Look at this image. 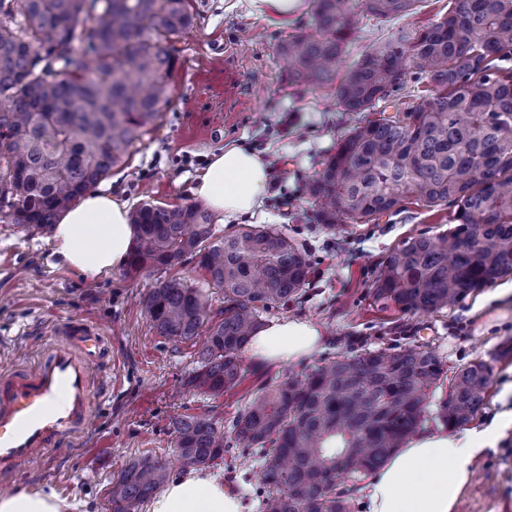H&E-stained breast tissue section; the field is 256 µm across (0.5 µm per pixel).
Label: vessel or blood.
I'll return each mask as SVG.
<instances>
[{
    "label": "vessel or blood",
    "mask_w": 512,
    "mask_h": 512,
    "mask_svg": "<svg viewBox=\"0 0 512 512\" xmlns=\"http://www.w3.org/2000/svg\"><path fill=\"white\" fill-rule=\"evenodd\" d=\"M57 341L33 366L0 371V481L42 464L74 442L94 408V369L108 355L90 322L63 319Z\"/></svg>",
    "instance_id": "obj_1"
}]
</instances>
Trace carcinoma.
I'll use <instances>...</instances> for the list:
<instances>
[{"instance_id":"carcinoma-1","label":"carcinoma","mask_w":512,"mask_h":512,"mask_svg":"<svg viewBox=\"0 0 512 512\" xmlns=\"http://www.w3.org/2000/svg\"><path fill=\"white\" fill-rule=\"evenodd\" d=\"M418 0H314L315 33L282 46L288 76L311 88L336 77L350 15L395 17ZM186 0H0V222L28 227L56 216L124 163L160 117L176 57L165 45L190 26ZM512 0H448V13L412 34L402 28L361 55L336 88L348 112H372L413 68L431 85L390 117L345 134L308 186L318 218L334 230L400 209L454 207L437 237L404 239L383 262L374 298L408 314L432 313L512 276ZM127 272L198 257L224 289L213 322L205 292L160 282L145 310L160 335L205 333L192 377L205 393L241 381V353L263 314L307 284V254L271 226L219 235L199 205L142 203ZM450 380L436 417L457 429L482 410L491 380L483 360L453 376L420 345L342 355L260 388L230 432L212 417L173 421L183 462L206 466L232 449L266 452L265 512H351L349 488L380 469L422 429L429 399ZM158 458L130 463L112 484V512H137L165 484Z\"/></svg>"}]
</instances>
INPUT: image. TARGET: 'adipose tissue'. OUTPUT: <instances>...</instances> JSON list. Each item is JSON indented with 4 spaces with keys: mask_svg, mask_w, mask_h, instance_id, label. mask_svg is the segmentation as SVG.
<instances>
[{
    "mask_svg": "<svg viewBox=\"0 0 512 512\" xmlns=\"http://www.w3.org/2000/svg\"><path fill=\"white\" fill-rule=\"evenodd\" d=\"M267 181L260 154L229 144L211 153L192 194L219 223L231 224L260 213ZM135 237L127 201L101 186L57 216L51 240L63 265L95 281L126 263ZM322 341L308 321L277 319L254 334L247 354L261 363L294 362L311 356ZM495 439L492 428L453 435L418 432L368 480L361 492L366 512H456L478 455ZM242 509L241 499L227 492L222 480L189 468L171 478L150 512ZM0 512H61V501L54 489L23 488L0 494Z\"/></svg>",
    "mask_w": 512,
    "mask_h": 512,
    "instance_id": "obj_1",
    "label": "adipose tissue"
}]
</instances>
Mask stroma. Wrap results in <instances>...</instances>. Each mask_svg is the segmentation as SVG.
Returning a JSON list of instances; mask_svg holds the SVG:
<instances>
[{
	"instance_id": "1",
	"label": "stroma",
	"mask_w": 512,
	"mask_h": 512,
	"mask_svg": "<svg viewBox=\"0 0 512 512\" xmlns=\"http://www.w3.org/2000/svg\"><path fill=\"white\" fill-rule=\"evenodd\" d=\"M230 2L188 0L195 21L169 41L178 58L169 78V101L157 128L113 168L112 193L134 206L193 203L196 176L210 152L228 142L277 160L288 177L269 179L263 221L302 246L310 273L298 295L263 319L309 321L324 336V348L289 365L244 362L236 388L220 395L197 391L190 379L203 337L159 335L143 305L165 279L208 287L197 257L133 276L120 268L89 282L59 265L50 228L0 222V371L27 365L52 342L56 322L65 318L91 321L112 346L110 361L95 370L93 423L74 443L50 453L43 465L23 468L15 482L32 490L53 486L66 502L64 512H112L113 481L141 456L169 461L170 475L181 474L173 418L201 415L231 422L260 387L344 354L426 344L452 371L484 360L491 384L470 429H484L512 412V356L499 355L512 347V278L435 313L410 315L376 302L374 282L386 257L407 237L446 232L452 211L426 208L409 198L402 209L374 222L324 229L306 185L323 170L341 137L366 115L343 110L334 87L312 90L289 80L279 46L291 35L311 31V14L283 24ZM447 10L448 0H418L415 12L403 17L356 14L346 63L399 29L418 31ZM260 465L252 454L227 455L212 462L209 471L240 496L244 512H263ZM457 512H512V424L483 450Z\"/></svg>"
}]
</instances>
